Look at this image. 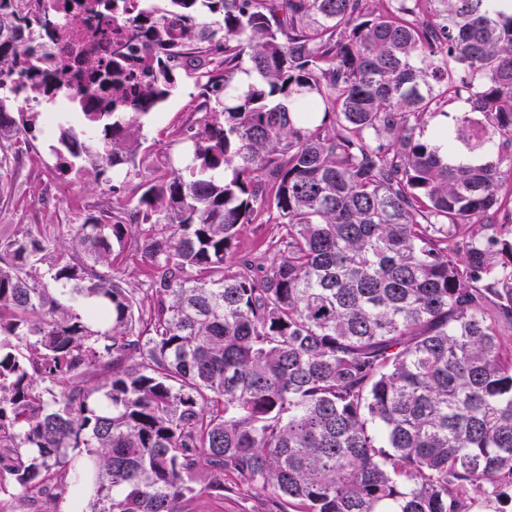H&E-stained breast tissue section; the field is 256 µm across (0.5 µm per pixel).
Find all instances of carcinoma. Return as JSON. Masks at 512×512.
Instances as JSON below:
<instances>
[{"label": "carcinoma", "mask_w": 512, "mask_h": 512, "mask_svg": "<svg viewBox=\"0 0 512 512\" xmlns=\"http://www.w3.org/2000/svg\"><path fill=\"white\" fill-rule=\"evenodd\" d=\"M130 20L177 47L130 91L128 47L52 151L126 181L141 119L195 71L179 167L69 245L0 240V495L77 512H188L247 489L267 512H471L512 500V0H169ZM0 0V77L50 102L53 27ZM0 171L39 113L7 111ZM451 123L430 129L436 115ZM277 256L226 266L243 224ZM136 234L146 287L117 276ZM48 264L49 277L41 273ZM82 298L78 308L69 296ZM27 47H38L46 58L51 62L57 63L64 59L76 58L77 54L72 51V42L67 38H62L59 34H48L45 30H34L28 36Z\"/></svg>", "instance_id": "cac0c4a2"}]
</instances>
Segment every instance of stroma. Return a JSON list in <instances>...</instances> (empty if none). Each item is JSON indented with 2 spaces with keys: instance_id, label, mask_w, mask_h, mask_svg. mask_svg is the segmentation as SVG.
I'll return each mask as SVG.
<instances>
[{
  "instance_id": "obj_1",
  "label": "stroma",
  "mask_w": 512,
  "mask_h": 512,
  "mask_svg": "<svg viewBox=\"0 0 512 512\" xmlns=\"http://www.w3.org/2000/svg\"><path fill=\"white\" fill-rule=\"evenodd\" d=\"M197 95L193 75L181 76L177 90L146 121L135 158L141 174L164 168L167 144L180 131L195 125L198 115L193 107ZM55 142V136L43 135L16 144L17 159L0 177V237L37 224L51 239L64 244L68 241L70 225L81 223L90 215H102L117 202L136 195L139 176L129 177L116 189L108 175L98 178L91 173L59 174L51 150ZM281 233L282 228L277 224L241 226L231 263L248 259L257 266L267 265Z\"/></svg>"
}]
</instances>
